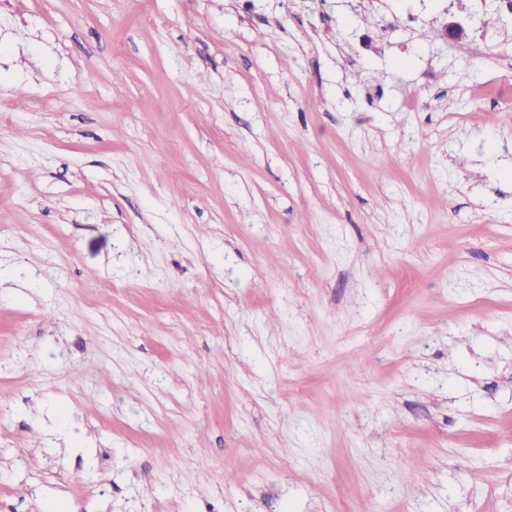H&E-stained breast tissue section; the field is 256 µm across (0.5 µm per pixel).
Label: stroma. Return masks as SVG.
Wrapping results in <instances>:
<instances>
[{
  "mask_svg": "<svg viewBox=\"0 0 512 512\" xmlns=\"http://www.w3.org/2000/svg\"><path fill=\"white\" fill-rule=\"evenodd\" d=\"M480 9L0 0V512H512Z\"/></svg>",
  "mask_w": 512,
  "mask_h": 512,
  "instance_id": "1",
  "label": "stroma"
}]
</instances>
